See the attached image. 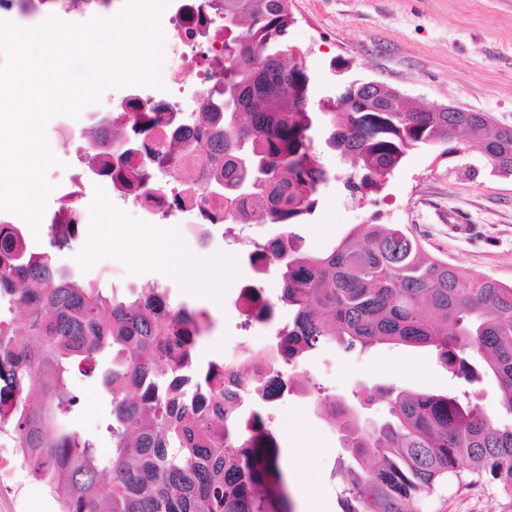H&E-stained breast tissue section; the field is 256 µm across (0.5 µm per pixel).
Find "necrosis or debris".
<instances>
[{
	"instance_id": "4bbe7bcc",
	"label": "necrosis or debris",
	"mask_w": 512,
	"mask_h": 512,
	"mask_svg": "<svg viewBox=\"0 0 512 512\" xmlns=\"http://www.w3.org/2000/svg\"><path fill=\"white\" fill-rule=\"evenodd\" d=\"M165 35L163 58L167 65L161 70L162 88L144 91L143 87L130 86L127 91L114 97L112 109L116 112L132 111L136 102L152 101L159 104L160 132H169L173 125L186 128L194 124V114L189 111L184 93L193 98L209 97L220 89L224 63V21L211 0H179L176 9H165L162 14ZM179 53L192 56V72L171 67V59ZM100 174L85 169L71 176V189L58 198V207L51 221L55 224H78L82 217L78 202L85 194L88 183L100 181ZM113 197L128 201L143 217L168 218L174 211L173 198L168 193H158L143 187H123L111 183Z\"/></svg>"
}]
</instances>
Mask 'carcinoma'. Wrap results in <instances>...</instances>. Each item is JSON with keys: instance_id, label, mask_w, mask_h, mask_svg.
Returning a JSON list of instances; mask_svg holds the SVG:
<instances>
[{"instance_id": "cac0c4a2", "label": "carcinoma", "mask_w": 512, "mask_h": 512, "mask_svg": "<svg viewBox=\"0 0 512 512\" xmlns=\"http://www.w3.org/2000/svg\"><path fill=\"white\" fill-rule=\"evenodd\" d=\"M291 0H215L224 14V87L202 101L201 122L155 146L154 161L109 164L129 185L157 188L164 172L181 188L180 207L220 195L224 213L210 225L276 224L259 273L280 272L279 307L292 320L268 357L280 363L333 343L346 352L375 344L433 347L455 377L472 383L492 374L500 412L452 393L365 387L358 403L387 404L367 424L343 399H319L351 462L339 470L342 512H421L444 480L460 477L459 460L477 480L512 497V285L467 272L425 251L399 224H359L331 250L312 255L296 231L320 192L343 183L366 197L418 146L445 144L463 153L478 136L485 164L512 176V127L484 112H429L388 88L344 80L310 106L315 85L301 53L283 42L295 23ZM147 112L123 113L107 154L143 147ZM338 167L320 162L316 135ZM208 172L196 184L198 167ZM50 249L22 244L19 227L0 224V381L17 393L0 409V435L20 450L29 474L46 485L60 512H295L282 448L267 428L251 360L243 393L224 387L211 361L196 363L194 344L207 330L203 313L172 309L156 288L121 299L102 278L61 261L76 232L50 226ZM99 376L111 397L112 459L101 466L95 442L70 425L79 404L68 374Z\"/></svg>"}]
</instances>
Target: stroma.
Segmentation results:
<instances>
[{
  "instance_id": "1",
  "label": "stroma",
  "mask_w": 512,
  "mask_h": 512,
  "mask_svg": "<svg viewBox=\"0 0 512 512\" xmlns=\"http://www.w3.org/2000/svg\"><path fill=\"white\" fill-rule=\"evenodd\" d=\"M297 18L285 44L304 54L316 96L331 93L339 77L380 81L425 106L453 105L485 112L512 126V0H292ZM349 61L345 74L332 67ZM92 125L86 113L57 115L46 126L56 133L54 155L66 174L86 169L83 152ZM81 206L88 218L66 263L91 276H104L119 293L158 286L173 306L207 312L208 330L195 354L200 363L223 361L235 346L262 354L275 328L245 324L234 306L243 283L259 281L269 298L280 292L277 272L255 279L244 252L246 239L265 243L279 226L226 223L212 227L207 244L176 237V251L202 263L201 287L187 294L182 279L158 264L148 226L140 215L111 197L107 185L88 191ZM358 224H399L425 250L470 270L512 284V178L491 174L479 148L442 155L440 147H420L386 179L380 192L353 199L333 183L298 231L312 254L330 250ZM224 287L211 301L210 285ZM310 394L292 392L268 411V424L284 451L289 475L304 477L323 512H341L343 485L337 474L350 456L339 432L320 415L316 401L329 396L354 402L361 387L392 385L415 392L461 393L466 384L441 365L435 350L379 344L343 354L325 346L306 359ZM80 403L73 428L95 437L102 461L112 457L105 430L110 398L79 373L70 377ZM0 512H59L50 491L29 475L10 439L0 436ZM423 512H512V497L495 484L449 481L423 504Z\"/></svg>"
}]
</instances>
